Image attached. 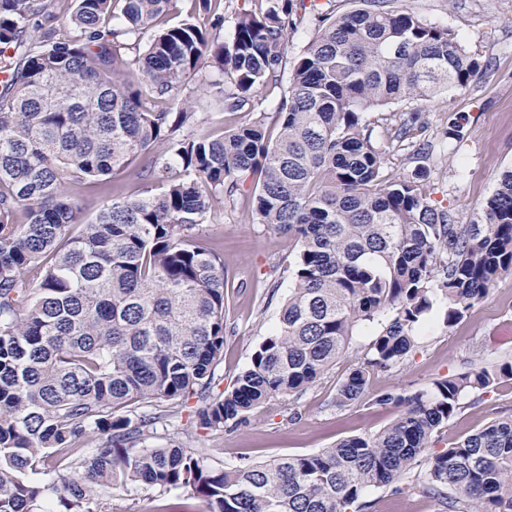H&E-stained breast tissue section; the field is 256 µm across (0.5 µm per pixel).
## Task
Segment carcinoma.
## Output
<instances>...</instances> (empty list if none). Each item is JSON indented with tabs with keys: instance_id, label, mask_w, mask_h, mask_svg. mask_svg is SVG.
<instances>
[{
	"instance_id": "carcinoma-1",
	"label": "carcinoma",
	"mask_w": 512,
	"mask_h": 512,
	"mask_svg": "<svg viewBox=\"0 0 512 512\" xmlns=\"http://www.w3.org/2000/svg\"><path fill=\"white\" fill-rule=\"evenodd\" d=\"M203 21L158 29L172 0H0V512H104L142 484L189 491L203 512H343L420 462L469 393L512 380L475 367L423 392L375 400L401 413L381 431L313 454L216 468L208 449L157 443L196 397V423L231 432L263 404L312 387L354 329L383 322L336 390L360 400L371 373L404 362L433 306L434 282L461 320L512 274V169L467 225L430 206L422 166L389 178L366 116L466 88L485 67L446 27L403 0H265L233 15L193 0ZM70 12L64 28L51 22ZM311 35L287 56L288 35ZM223 77L202 104L189 85ZM275 116L219 133L211 110ZM179 100L176 112L148 101ZM143 157L137 198L112 188L92 221L71 187ZM247 217L294 238L293 286L232 388L213 393L224 353V261L195 244L215 202L249 178ZM102 444L92 454L90 443ZM423 491L443 512H512V416L427 459ZM360 508L367 504L360 502ZM288 68L285 70L280 84L276 86H268L265 88H261L258 93L256 99H258L259 105L255 112L257 115L262 113L265 116V122L272 128L273 136L276 133V130L273 128V121L275 119V110L278 104V101L283 94L284 90L288 86V77H289Z\"/></svg>"
}]
</instances>
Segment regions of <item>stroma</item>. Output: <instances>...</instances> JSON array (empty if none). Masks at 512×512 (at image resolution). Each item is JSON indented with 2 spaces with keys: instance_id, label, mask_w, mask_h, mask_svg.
I'll return each mask as SVG.
<instances>
[{
  "instance_id": "35a3bbf8",
  "label": "stroma",
  "mask_w": 512,
  "mask_h": 512,
  "mask_svg": "<svg viewBox=\"0 0 512 512\" xmlns=\"http://www.w3.org/2000/svg\"><path fill=\"white\" fill-rule=\"evenodd\" d=\"M405 3L427 22L452 29L464 45L479 49L486 67L466 89L423 103V126L409 136L400 139L396 132L410 105L386 109L385 120L371 124L372 140L384 154L389 175L400 177L424 166L428 203L447 212L453 223L469 224L479 217L501 172L512 168V0ZM457 116L464 119L463 136L452 140L445 131ZM200 243L224 258V354L215 373L229 386L278 320L292 286L297 248L288 235L250 223L243 206L229 201L209 216ZM447 308L446 299L436 298L413 351L400 366L374 371L356 403L336 406V389L381 331L377 322L357 327L348 352L315 386L295 400L277 399L257 408L233 432L218 435L193 427L185 415L159 432L176 441L190 437L195 447L208 449L210 464L224 468L316 453L340 439L376 433L399 413L396 406L377 405L380 395L423 391L468 368L512 361V275L499 278L461 321L448 324ZM510 415L512 381L486 394H467L432 448L442 450ZM423 471L418 465L404 474L395 494L368 489L363 496L367 512H437L436 502L422 489Z\"/></svg>"
}]
</instances>
